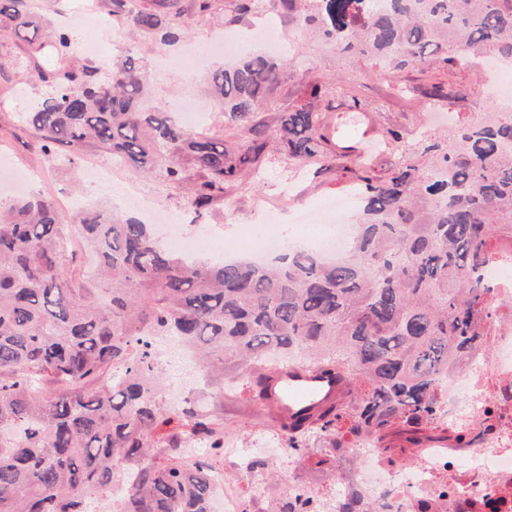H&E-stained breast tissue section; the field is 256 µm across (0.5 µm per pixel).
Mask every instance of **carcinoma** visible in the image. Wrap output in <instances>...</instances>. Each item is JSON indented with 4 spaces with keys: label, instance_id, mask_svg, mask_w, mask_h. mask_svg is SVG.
<instances>
[{
    "label": "carcinoma",
    "instance_id": "carcinoma-1",
    "mask_svg": "<svg viewBox=\"0 0 512 512\" xmlns=\"http://www.w3.org/2000/svg\"><path fill=\"white\" fill-rule=\"evenodd\" d=\"M303 29L345 57L386 59L397 69L478 52L512 59V0H278ZM111 12L155 43L188 29L174 0H110ZM47 27L33 0H0V30L38 55ZM72 39L53 31L37 69L48 95L23 116L49 160L70 164L95 143L136 176L161 175L182 188L192 163L201 182L187 192L205 210L245 167L259 168L269 140L295 163H316L332 139L314 107L282 112L267 125L258 108L283 63L249 55L213 71L224 121L248 131L233 151L145 103L146 77L134 59L99 69L68 65ZM358 233L338 261L286 249L274 264L191 262L160 244L150 225L114 209L89 207L67 222L42 194L0 203V512H86L112 494L118 468L135 482L119 512H211L202 460L179 456L177 417L224 447V434L163 401L165 382L148 336H176L215 370L269 353L306 354L365 386L350 407L354 433L383 442L401 420L435 428L439 388L464 355L484 345L489 288L475 275L497 233H512V113L491 109L422 151L401 153L391 176L363 178ZM98 260L89 284L63 272L71 232ZM335 408L316 433L336 445Z\"/></svg>",
    "mask_w": 512,
    "mask_h": 512
}]
</instances>
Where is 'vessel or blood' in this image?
<instances>
[{
	"instance_id": "b4317fda",
	"label": "vessel or blood",
	"mask_w": 512,
	"mask_h": 512,
	"mask_svg": "<svg viewBox=\"0 0 512 512\" xmlns=\"http://www.w3.org/2000/svg\"><path fill=\"white\" fill-rule=\"evenodd\" d=\"M344 380L320 369L289 367L263 379L261 400L281 416H292L305 409H317L343 390Z\"/></svg>"
}]
</instances>
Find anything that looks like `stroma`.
Listing matches in <instances>:
<instances>
[{
  "label": "stroma",
  "instance_id": "1",
  "mask_svg": "<svg viewBox=\"0 0 512 512\" xmlns=\"http://www.w3.org/2000/svg\"><path fill=\"white\" fill-rule=\"evenodd\" d=\"M34 2L53 25L70 29L73 41L97 39L100 54L111 63L134 58L147 79L148 103L153 110L168 111L178 98L207 101L206 134L221 136L228 145L243 141V132L229 127L222 109L213 102L206 75L188 81L183 72L161 68L157 63L161 46L133 35L126 27L115 28L107 35L97 34L92 28L71 29L72 19L85 12L87 0ZM284 17L280 11L270 15L269 20L279 25V37L291 41L293 49L284 54V68L259 113L269 123L276 113L308 105L317 107L333 132L330 155L315 164L300 183L291 186L284 178L292 163L277 142H269L259 170L228 184L223 196L215 198L197 217L187 212L183 191L167 188L159 177L127 179L139 195L161 202L177 223L193 230L211 229L212 237L204 244V251L239 257L261 252V226L270 201H279L278 221L285 224L300 203L322 206L347 200L359 193L362 175L384 181L404 149L447 134L446 126L429 123V113L455 112L460 122L467 123L480 118L490 107L478 84L477 72L450 69L438 63L394 69L367 59L345 62L331 46L284 25ZM316 86L322 89L317 96L312 93ZM48 90V85L36 76L27 42L0 33V156L6 157L16 171H39L31 192L53 193L64 215H72L69 202L74 198L86 205H112L111 191L90 187L82 174L86 161L101 156V148L88 145L80 161L57 165L43 156L39 133L23 123V112L36 106ZM397 133L402 136L398 142L393 139ZM261 372L256 365L225 363L222 371L208 379L204 393L209 405L205 413L236 431L247 447L257 448L271 439L277 447L284 448L288 438L281 430L278 415L256 399L255 381ZM354 393V388H347L346 400ZM346 400L336 406L335 443L309 435L304 440L303 456L291 460L264 456L252 470L229 465L221 456L210 457L209 462L223 469L246 501H250L255 474H263L267 494L261 502L252 503V512H276L289 488L296 485L308 486L322 498L332 495L336 484L335 450L349 447L354 440Z\"/></svg>",
  "mask_w": 512,
  "mask_h": 512
}]
</instances>
